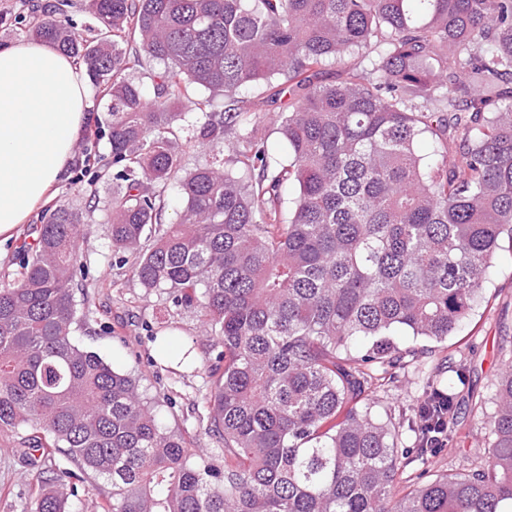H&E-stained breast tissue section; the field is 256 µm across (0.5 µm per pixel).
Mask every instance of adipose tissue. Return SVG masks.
<instances>
[{"instance_id": "1", "label": "adipose tissue", "mask_w": 512, "mask_h": 512, "mask_svg": "<svg viewBox=\"0 0 512 512\" xmlns=\"http://www.w3.org/2000/svg\"><path fill=\"white\" fill-rule=\"evenodd\" d=\"M86 69L45 43L0 48V239L67 177L90 119Z\"/></svg>"}]
</instances>
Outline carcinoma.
<instances>
[{
  "label": "carcinoma",
  "instance_id": "obj_1",
  "mask_svg": "<svg viewBox=\"0 0 512 512\" xmlns=\"http://www.w3.org/2000/svg\"><path fill=\"white\" fill-rule=\"evenodd\" d=\"M28 34L86 65L106 104L112 252L148 291L199 306L218 352L205 397L224 467H193L135 378L81 348L84 211L59 206L0 276V431L40 464L30 512H512V365L483 465L412 482L411 455L364 406L389 370L471 321L512 244V0H91ZM154 97L134 74L147 63ZM266 87L262 98L243 88ZM287 99L269 157L266 105ZM180 104L184 112L171 107ZM429 134L435 159L418 142ZM215 152L183 173L181 139ZM232 153L235 168L220 155ZM184 205L161 229L164 195ZM294 188L291 206L284 192ZM159 360L192 365V350ZM448 440L459 430L453 386ZM62 455L70 466L57 463ZM262 132L265 135V145L272 158L284 159L287 156V147L283 136L277 130V125L272 120H266ZM110 485L102 478L88 477L73 498V512H100L99 506L110 491Z\"/></svg>",
  "mask_w": 512,
  "mask_h": 512
}]
</instances>
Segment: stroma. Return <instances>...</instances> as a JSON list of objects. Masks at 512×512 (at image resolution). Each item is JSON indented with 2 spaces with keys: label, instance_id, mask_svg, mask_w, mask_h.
<instances>
[{
  "label": "stroma",
  "instance_id": "35a3bbf8",
  "mask_svg": "<svg viewBox=\"0 0 512 512\" xmlns=\"http://www.w3.org/2000/svg\"><path fill=\"white\" fill-rule=\"evenodd\" d=\"M48 2L0 0V15L12 20L11 25H0V47L25 40L39 6ZM111 194L112 178L102 175L100 167L82 173L73 166L47 204L81 205L90 197ZM86 219L90 230L80 256L87 270L85 287L93 314L89 324L75 331L76 343L98 353L114 369L139 378L141 392L154 401L162 423L186 432L193 446L200 448L194 464L222 466L224 449L207 432L203 398L209 389L214 353L199 308L177 306L167 294L146 291L113 255L105 212L94 211ZM484 288L485 300L477 306L472 322L441 348L443 354L466 367L465 384L460 388L462 437L431 458L425 469L432 473H461L485 458L484 432L473 420L470 408L475 403L491 404L498 375L512 360V348L498 347L500 336H512V249L498 251L486 273ZM163 326L170 328L178 343L193 348L194 368H171L159 361L156 336ZM437 363V358H427L397 370L393 382L369 400L373 417L393 421L399 447L416 445V434L401 409L422 396ZM20 437L17 431H0V512H29L31 507V487L38 468L20 447Z\"/></svg>",
  "mask_w": 512,
  "mask_h": 512
}]
</instances>
